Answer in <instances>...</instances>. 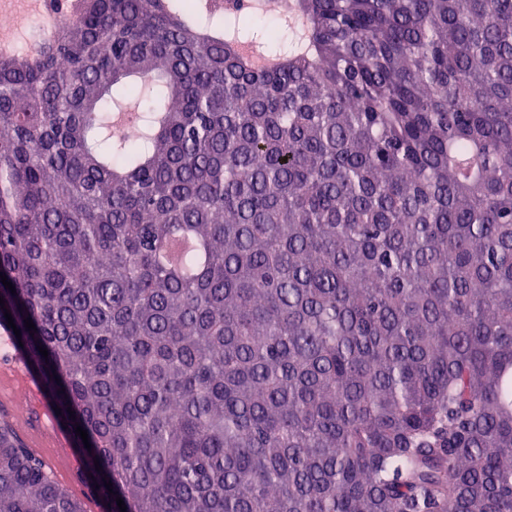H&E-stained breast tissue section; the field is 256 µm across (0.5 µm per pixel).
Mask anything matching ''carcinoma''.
Listing matches in <instances>:
<instances>
[{"mask_svg": "<svg viewBox=\"0 0 512 512\" xmlns=\"http://www.w3.org/2000/svg\"><path fill=\"white\" fill-rule=\"evenodd\" d=\"M279 11L0 52V326L126 512H512V0ZM0 512H82L5 423Z\"/></svg>", "mask_w": 512, "mask_h": 512, "instance_id": "obj_1", "label": "carcinoma"}]
</instances>
